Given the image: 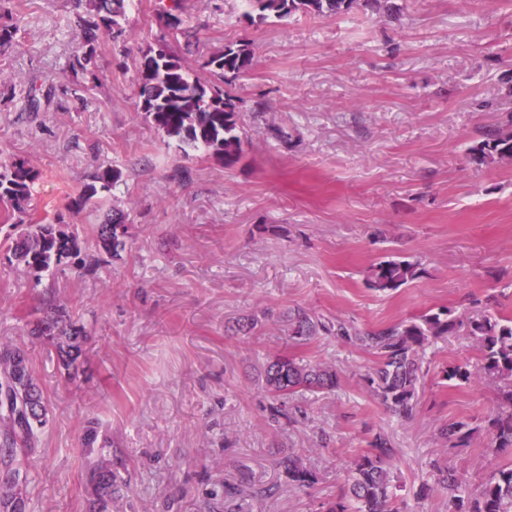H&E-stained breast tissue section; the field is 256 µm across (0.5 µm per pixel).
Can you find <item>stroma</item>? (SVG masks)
Returning a JSON list of instances; mask_svg holds the SVG:
<instances>
[{"label":"stroma","instance_id":"obj_1","mask_svg":"<svg viewBox=\"0 0 512 512\" xmlns=\"http://www.w3.org/2000/svg\"><path fill=\"white\" fill-rule=\"evenodd\" d=\"M397 2V21L356 8L257 26L244 0H186L189 37L171 44L185 66L199 69L230 42L255 50L253 71L224 81L245 133L239 161L224 165L182 149L138 108L135 66L166 32L160 0H134L124 40L102 44L90 77L68 68L77 0H14L24 29L10 79L21 93L37 78L54 103L33 115L0 102V160L31 155L35 202L85 240L82 265L38 281L0 252V347L26 348L50 409L28 452L26 512H87L97 460L122 487L112 512H224V485L243 473L235 512H317L345 493L378 432L394 448L409 512H448L444 493L416 496L433 460L474 485L512 463L482 432L465 448L436 439L440 425L482 424L497 404L496 382L443 379L450 366L480 365L466 328L426 343L409 421L360 383L372 352L288 335L297 307L373 328L442 306L476 313L493 295L512 317V166H480L469 153L512 120L496 108L512 86V0ZM103 164L124 173L112 191L129 214L117 257L93 241L104 211L69 207ZM393 255L425 272L377 294L366 271ZM49 297L88 336L74 384L31 334ZM251 315L258 327L236 333ZM278 354L340 374L334 392L300 393L307 417L293 426L269 420L261 373ZM92 420L107 446L89 453L81 436ZM286 451L316 471L315 485L289 487L277 466ZM266 487L272 496H261Z\"/></svg>","mask_w":512,"mask_h":512}]
</instances>
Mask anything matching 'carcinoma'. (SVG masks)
<instances>
[{"instance_id": "carcinoma-1", "label": "carcinoma", "mask_w": 512, "mask_h": 512, "mask_svg": "<svg viewBox=\"0 0 512 512\" xmlns=\"http://www.w3.org/2000/svg\"><path fill=\"white\" fill-rule=\"evenodd\" d=\"M126 0H85L83 12L76 14L78 50L70 59V68L87 72L103 41L116 43L125 36L120 19ZM252 24L269 18H287L295 14L341 16L355 6L385 10L394 18L400 8L390 0H248ZM13 0H0V74L10 67V49L17 46L22 19L15 16ZM183 0H170L161 18L169 35H186L182 28ZM255 53L251 43L236 41L212 53L202 68L218 80L238 78L250 72ZM138 107L159 130L171 139L191 148H202L217 161L230 165L243 152L240 102L224 87L198 76L194 77L175 55L166 40L142 51L136 70ZM24 109L39 112L53 103L52 91L39 92L30 84L23 97ZM474 161L491 167L512 159V128L496 129L471 148ZM41 172L29 159L14 156L0 163V219L12 223L14 234L1 247L7 259L16 261L35 278L81 255L83 241L78 233L64 228L61 218L51 219L33 204L32 186ZM123 181V172L110 165L97 170L92 182L71 201V209L80 212L90 206H102L107 194ZM128 213L112 207L103 223L96 225V245L116 256L123 250ZM424 268L417 260L392 257L372 264L366 275L368 288L388 293L420 278ZM48 315L36 322L33 335L55 350L66 377H79V360L83 354V329L67 322L64 308L48 302ZM290 337L306 342L320 334L335 335L353 342L376 356L375 366L361 375L366 387L377 396L394 416L411 419L417 408L420 384V351L432 337L446 336L458 326L450 308L425 313L416 321L397 322L376 329L360 330L344 321H322L303 308H294L286 316ZM469 335L477 342L481 364L475 371L466 364L444 370L445 380L474 384L484 378L498 381L499 398L493 418L489 420L490 445L503 450L512 448V318L504 319L486 310L468 319ZM14 376L15 388L5 392L0 382V512H26V503L18 487L20 468L26 464L28 449L34 447L37 432L48 422L49 408L41 385L34 378L29 357L22 347L0 348V379ZM339 384V373L332 365L290 356H276L263 369L265 391L280 406L298 409L291 402L298 392L314 395L330 392ZM478 431L463 421L443 424L438 438L452 448L466 444ZM393 448L387 436L378 433L369 441L346 478L345 494L321 505V512H400L395 505L391 462ZM278 466L288 484L309 488L318 481L315 471L292 452L283 454ZM434 483L424 485L420 494L438 490L448 494L450 512H512V464L491 470L475 493L466 491L456 469L436 460L432 463ZM90 512H112V500L119 493L112 470L101 465L91 471Z\"/></svg>"}]
</instances>
